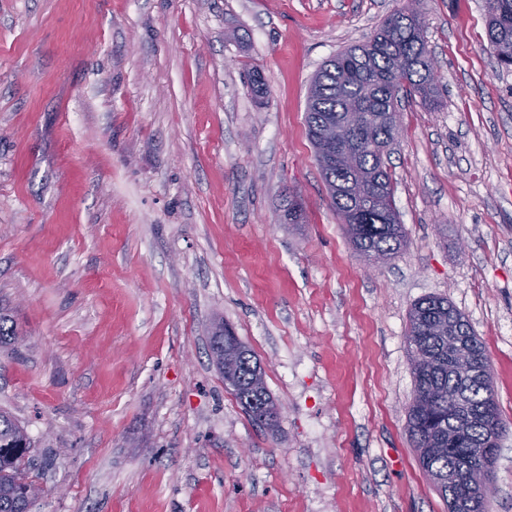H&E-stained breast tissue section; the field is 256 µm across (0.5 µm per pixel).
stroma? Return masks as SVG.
I'll list each match as a JSON object with an SVG mask.
<instances>
[{"label": "stroma", "mask_w": 512, "mask_h": 512, "mask_svg": "<svg viewBox=\"0 0 512 512\" xmlns=\"http://www.w3.org/2000/svg\"><path fill=\"white\" fill-rule=\"evenodd\" d=\"M406 4L0 0V305L23 336L0 409L34 441L31 512H448L405 429L429 295L485 345L509 426L488 512H512V68L485 0L419 5L440 97L398 107L388 264L353 249L306 134L319 67ZM219 318L275 431L211 361ZM227 326H224L228 363L224 370V385L235 393L236 398L259 427L274 431L278 426L277 407L267 386L263 382L264 371L257 363L251 349L238 336H231ZM262 382L257 388L254 383Z\"/></svg>", "instance_id": "obj_1"}]
</instances>
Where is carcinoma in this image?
<instances>
[{
  "mask_svg": "<svg viewBox=\"0 0 512 512\" xmlns=\"http://www.w3.org/2000/svg\"><path fill=\"white\" fill-rule=\"evenodd\" d=\"M489 50L500 64L512 59V0H487ZM423 29L413 14L404 10L389 16L371 38L327 60L310 87L306 111L308 137L319 150V133L328 121L355 104L359 113L352 149L357 169L320 168L330 190L340 222L362 256L381 252L394 258L405 244L403 224H387L394 208L392 177L383 151L392 138L385 112L396 111L401 91L432 106L438 102L434 69L430 66ZM414 398L407 411L406 431L420 465L440 496L462 501L468 512V496L477 486L464 480L476 466V456L490 435L502 437L508 425L499 409L486 410L482 386L467 385L448 365V336L436 332L448 323L468 342L474 359L487 356L483 342L468 319L445 296L416 301L409 314ZM19 333L8 314L0 312V347H13ZM228 363L224 385L235 393L250 419L273 431L278 426L277 407L267 386L257 388L264 371L251 349L237 336L225 338ZM32 441L9 413L0 411V512H29L38 495L28 479Z\"/></svg>",
  "mask_w": 512,
  "mask_h": 512,
  "instance_id": "carcinoma-1",
  "label": "carcinoma"
}]
</instances>
